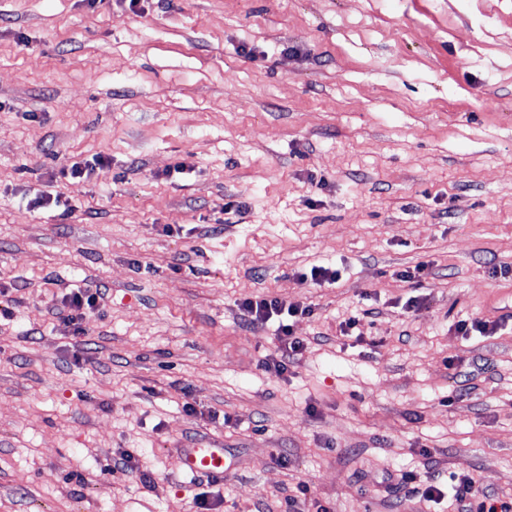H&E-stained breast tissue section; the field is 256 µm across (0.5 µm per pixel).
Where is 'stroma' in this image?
<instances>
[{
    "mask_svg": "<svg viewBox=\"0 0 512 512\" xmlns=\"http://www.w3.org/2000/svg\"><path fill=\"white\" fill-rule=\"evenodd\" d=\"M430 465L512 496V0H0V512H453ZM102 293L96 291L95 293L88 294L82 291H77L62 300L64 308L68 309V314L64 317L67 321L74 325H79L84 312L83 309H93L97 305L98 299H102ZM243 320L246 325H264L274 317L283 319V317L295 316L299 312V307L284 305L276 298L256 297L255 299H245L241 302ZM291 326L288 324H281L279 329L281 336H279L281 360L275 363L274 368L280 372L287 366L288 360L297 355V353L303 348V341L295 336H292ZM179 457L183 472L192 476L222 479L229 469L226 451L217 443L179 449Z\"/></svg>",
    "mask_w": 512,
    "mask_h": 512,
    "instance_id": "35a3bbf8",
    "label": "stroma"
}]
</instances>
